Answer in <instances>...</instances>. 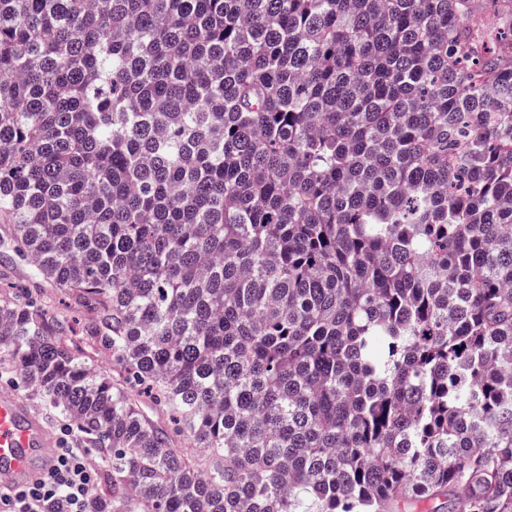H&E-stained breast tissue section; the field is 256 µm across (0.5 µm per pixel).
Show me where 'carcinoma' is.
Returning <instances> with one entry per match:
<instances>
[{
    "label": "carcinoma",
    "instance_id": "cac0c4a2",
    "mask_svg": "<svg viewBox=\"0 0 512 512\" xmlns=\"http://www.w3.org/2000/svg\"><path fill=\"white\" fill-rule=\"evenodd\" d=\"M1 216L94 512H512V0H0ZM3 259L0 258V284H8L13 288H0V291L6 289L7 292L20 296L25 292L29 296L37 297L50 311L63 316L69 322L71 331L68 332L67 339L77 342L82 322L89 312L88 308L73 300L70 295L33 279L30 266L24 259L17 256L6 262Z\"/></svg>",
    "mask_w": 512,
    "mask_h": 512
}]
</instances>
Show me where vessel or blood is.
Masks as SVG:
<instances>
[{"label":"vessel or blood","mask_w":512,"mask_h":512,"mask_svg":"<svg viewBox=\"0 0 512 512\" xmlns=\"http://www.w3.org/2000/svg\"><path fill=\"white\" fill-rule=\"evenodd\" d=\"M57 438L40 413L0 387V487L22 486L54 464Z\"/></svg>","instance_id":"b4317fda"}]
</instances>
